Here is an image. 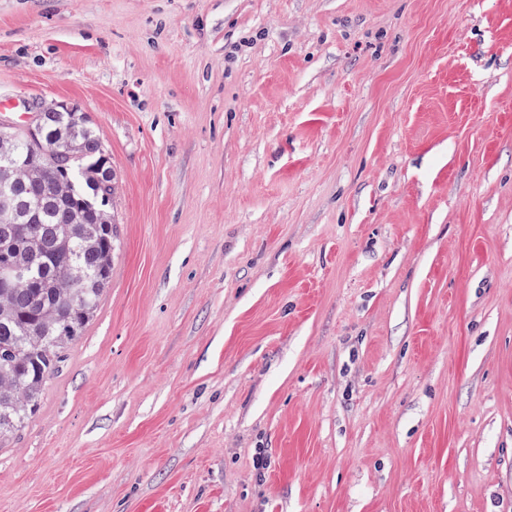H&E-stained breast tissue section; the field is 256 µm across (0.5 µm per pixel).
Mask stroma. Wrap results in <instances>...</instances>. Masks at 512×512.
I'll list each match as a JSON object with an SVG mask.
<instances>
[{"label": "stroma", "mask_w": 512, "mask_h": 512, "mask_svg": "<svg viewBox=\"0 0 512 512\" xmlns=\"http://www.w3.org/2000/svg\"><path fill=\"white\" fill-rule=\"evenodd\" d=\"M0 97L117 231L0 512H512V0H0Z\"/></svg>", "instance_id": "35a3bbf8"}]
</instances>
